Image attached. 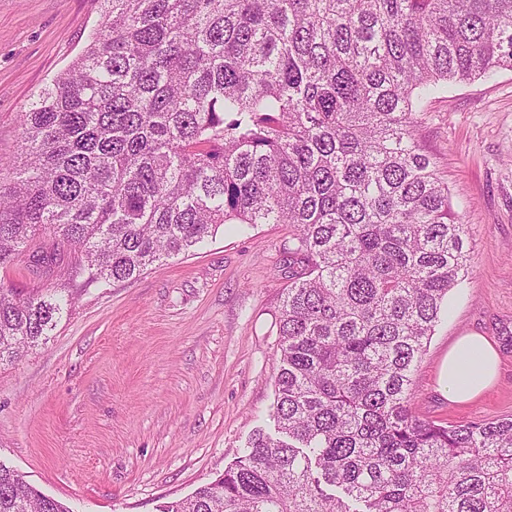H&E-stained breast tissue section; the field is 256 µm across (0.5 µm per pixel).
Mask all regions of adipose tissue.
I'll return each mask as SVG.
<instances>
[{
    "label": "adipose tissue",
    "instance_id": "1",
    "mask_svg": "<svg viewBox=\"0 0 512 512\" xmlns=\"http://www.w3.org/2000/svg\"><path fill=\"white\" fill-rule=\"evenodd\" d=\"M499 365L498 352L488 339L474 333L461 336L442 362L440 389L453 402H471L496 382Z\"/></svg>",
    "mask_w": 512,
    "mask_h": 512
}]
</instances>
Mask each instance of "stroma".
I'll list each match as a JSON object with an SVG mask.
<instances>
[{
    "label": "stroma",
    "instance_id": "obj_1",
    "mask_svg": "<svg viewBox=\"0 0 512 512\" xmlns=\"http://www.w3.org/2000/svg\"><path fill=\"white\" fill-rule=\"evenodd\" d=\"M100 21V0H0V158ZM415 135L466 226L469 274L417 367L414 409L443 425L512 417V70L449 84ZM292 234L221 231L135 280L80 289L45 343L0 366V463L71 512H156L222 474L274 402ZM466 333L496 345L500 376L458 404L438 375Z\"/></svg>",
    "mask_w": 512,
    "mask_h": 512
}]
</instances>
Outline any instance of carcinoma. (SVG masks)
Here are the masks:
<instances>
[{"label":"carcinoma","instance_id":"obj_1","mask_svg":"<svg viewBox=\"0 0 512 512\" xmlns=\"http://www.w3.org/2000/svg\"><path fill=\"white\" fill-rule=\"evenodd\" d=\"M0 160V366L72 286L109 288L226 224H288L271 418L157 512H512V418L442 425L412 376L468 274L415 135L424 100L512 69V0H100ZM0 512H70L0 465Z\"/></svg>","mask_w":512,"mask_h":512}]
</instances>
